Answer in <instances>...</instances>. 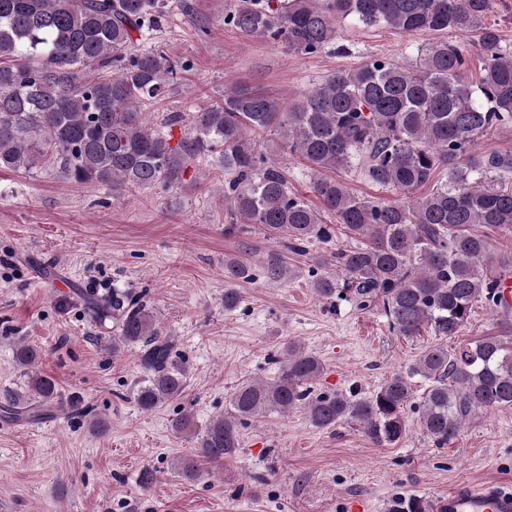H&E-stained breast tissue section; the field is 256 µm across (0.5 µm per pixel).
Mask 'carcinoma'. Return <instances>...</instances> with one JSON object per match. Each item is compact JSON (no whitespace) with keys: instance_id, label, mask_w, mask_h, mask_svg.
Returning <instances> with one entry per match:
<instances>
[{"instance_id":"cac0c4a2","label":"carcinoma","mask_w":512,"mask_h":512,"mask_svg":"<svg viewBox=\"0 0 512 512\" xmlns=\"http://www.w3.org/2000/svg\"><path fill=\"white\" fill-rule=\"evenodd\" d=\"M492 0H239L224 24L281 42L288 52L315 54L336 39L339 20L386 25L408 34H474L485 59L478 84L465 77L468 51L438 40L406 67L376 57L338 72L294 103L283 106L246 88L224 90V100L186 116L168 114L160 128L145 125L142 107L176 79L175 65L159 52L127 53L134 37L153 31L168 0H0V168L29 171L53 164L69 182L107 186L118 196L130 186L174 185L189 165L219 155L231 175L225 197L242 224H259L267 237L293 254L326 242L335 227L321 212L288 191L283 171L252 135L278 132L280 150L305 161L311 192L323 210L361 245L332 254L336 273L312 282L323 298H345L360 310L379 309L393 331L414 338L429 327L455 336L472 306L512 310L503 301V275L489 271L490 235L512 233V189L498 183L512 174V152L479 154L475 143L512 124V52L484 24ZM190 132L172 143L173 127ZM353 169L394 190L400 200L360 199L333 173ZM441 171L444 179L420 198L410 194ZM101 319L118 322L112 353L141 347L143 378L134 398L143 411L181 396L183 361L155 327L140 294H112L93 304ZM322 361L288 342L277 379L246 382L230 413L193 427L198 457L219 463L236 456L239 427L271 412L306 410L323 429L355 422L378 447L400 442L408 431L413 391L409 379L430 382L419 426L438 448L460 432L472 411L512 408V341L482 336L450 352L425 349L407 374H393L371 396L312 394L308 384ZM34 403L6 392L0 410L36 418L57 395L56 381L29 377Z\"/></svg>"}]
</instances>
